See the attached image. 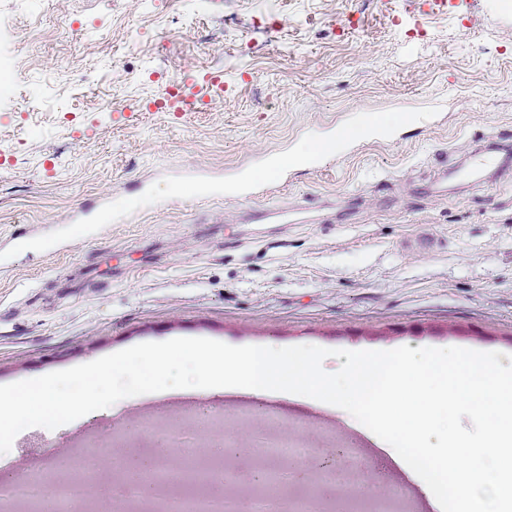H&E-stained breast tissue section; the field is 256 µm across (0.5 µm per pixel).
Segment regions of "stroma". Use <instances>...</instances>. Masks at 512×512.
I'll list each match as a JSON object with an SVG mask.
<instances>
[{"label": "stroma", "mask_w": 512, "mask_h": 512, "mask_svg": "<svg viewBox=\"0 0 512 512\" xmlns=\"http://www.w3.org/2000/svg\"><path fill=\"white\" fill-rule=\"evenodd\" d=\"M0 55V391L126 363L104 407L15 435L12 481L54 448L163 453L177 425L189 457L243 438L324 459L337 437L387 468L299 403L147 413L135 355L177 341L512 369V0H0ZM172 84L194 111L154 109ZM375 114L384 131L278 165Z\"/></svg>", "instance_id": "1"}]
</instances>
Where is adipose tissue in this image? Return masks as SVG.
Instances as JSON below:
<instances>
[{
	"label": "adipose tissue",
	"instance_id": "1",
	"mask_svg": "<svg viewBox=\"0 0 512 512\" xmlns=\"http://www.w3.org/2000/svg\"><path fill=\"white\" fill-rule=\"evenodd\" d=\"M201 370L198 382L174 386L167 371L175 349L144 354L152 374L137 398L250 396L326 408L364 435L408 479L424 491L432 512H512V370L463 350L360 352L340 374L326 372L320 353L270 347L245 351L192 349ZM110 370L103 363L86 371L81 393H64L57 380L42 377L0 393V457L8 456L17 421L45 425L77 419L103 398L94 387ZM383 426H375L377 417ZM468 418L481 429L480 442L450 443L432 454L434 427ZM501 455L504 475L493 481L479 467L481 456Z\"/></svg>",
	"mask_w": 512,
	"mask_h": 512
}]
</instances>
